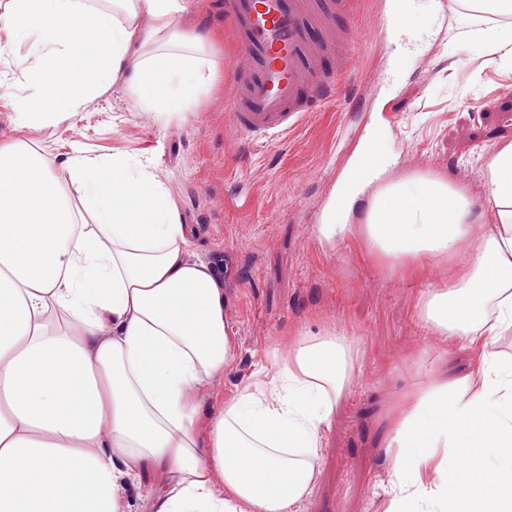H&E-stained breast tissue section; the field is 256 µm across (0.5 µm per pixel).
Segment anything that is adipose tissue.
<instances>
[{
    "label": "adipose tissue",
    "instance_id": "adipose-tissue-1",
    "mask_svg": "<svg viewBox=\"0 0 512 512\" xmlns=\"http://www.w3.org/2000/svg\"><path fill=\"white\" fill-rule=\"evenodd\" d=\"M182 0H8V42L33 37L48 99L76 112L108 75L180 112L204 81L186 53L143 58ZM61 185L27 142L0 143V512H120L146 463L166 472L156 512H302L320 441L348 390L352 340L296 336L269 381L236 393L196 428L199 387L234 357L224 290L188 260L192 231L149 165L73 155ZM494 226L475 237L477 193ZM359 230L393 277L467 252L430 288L420 320L477 359L429 375L388 417L386 512H512V143L494 151L481 191L413 172L376 191Z\"/></svg>",
    "mask_w": 512,
    "mask_h": 512
}]
</instances>
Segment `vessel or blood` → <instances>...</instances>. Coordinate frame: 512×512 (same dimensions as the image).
Masks as SVG:
<instances>
[{"label": "vessel or blood", "mask_w": 512, "mask_h": 512, "mask_svg": "<svg viewBox=\"0 0 512 512\" xmlns=\"http://www.w3.org/2000/svg\"><path fill=\"white\" fill-rule=\"evenodd\" d=\"M407 2L388 0L381 29L404 26ZM347 15L346 0H224V21L240 37L227 106L241 135L275 138L335 97L350 52L314 34Z\"/></svg>", "instance_id": "b4317fda"}]
</instances>
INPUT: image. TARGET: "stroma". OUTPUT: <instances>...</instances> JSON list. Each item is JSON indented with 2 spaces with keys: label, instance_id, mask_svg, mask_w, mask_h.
Masks as SVG:
<instances>
[{
  "label": "stroma",
  "instance_id": "obj_1",
  "mask_svg": "<svg viewBox=\"0 0 512 512\" xmlns=\"http://www.w3.org/2000/svg\"><path fill=\"white\" fill-rule=\"evenodd\" d=\"M386 2L354 0L348 24L355 52L345 81L353 97L365 98L372 126L386 129L397 160L387 178L430 171L480 186L490 152L512 142V62L492 53L483 31L496 26L512 34V18L466 11L463 0H411L410 20L392 35L390 53L378 32ZM175 35L205 42L212 76L198 104L151 111L121 73L76 114L28 130L16 127L15 101L43 98L27 71L29 44L0 49V81L9 86L0 92V142L27 140L53 160L63 183L64 162L82 150L128 154L166 184L192 227L188 259L209 261L224 289L234 341L231 365L203 388L199 434L224 400L274 370L296 334L337 327L351 336L357 371L324 433L304 512H384L392 479L384 448L389 410L427 373H464L475 359L454 341L438 359L416 316L426 290L454 279L468 258L460 253L432 263L423 276L392 278L358 234L326 237L321 226L339 191L336 171L352 114L329 102L271 142L241 138L224 107L235 90L238 41L220 0H185ZM424 349L427 361L416 363Z\"/></svg>",
  "mask_w": 512,
  "mask_h": 512
}]
</instances>
